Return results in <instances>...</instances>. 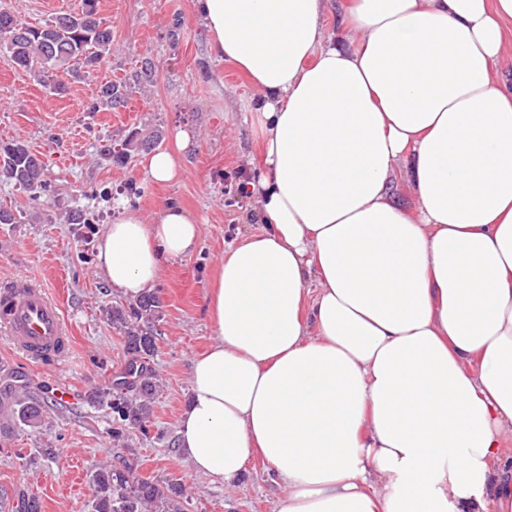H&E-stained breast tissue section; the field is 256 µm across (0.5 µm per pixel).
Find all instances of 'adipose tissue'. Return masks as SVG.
Listing matches in <instances>:
<instances>
[{"label": "adipose tissue", "instance_id": "ef3b65f1", "mask_svg": "<svg viewBox=\"0 0 512 512\" xmlns=\"http://www.w3.org/2000/svg\"><path fill=\"white\" fill-rule=\"evenodd\" d=\"M330 7L199 0L213 54L263 94L262 171L178 446L229 490L261 457L275 512H512V0H346L345 46ZM173 141L141 161L154 182L179 174ZM113 209L115 294L199 245L179 205Z\"/></svg>", "mask_w": 512, "mask_h": 512}]
</instances>
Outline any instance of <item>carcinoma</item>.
<instances>
[{
  "label": "carcinoma",
  "mask_w": 512,
  "mask_h": 512,
  "mask_svg": "<svg viewBox=\"0 0 512 512\" xmlns=\"http://www.w3.org/2000/svg\"><path fill=\"white\" fill-rule=\"evenodd\" d=\"M0 50L6 52L19 69L40 80L52 79V89L65 91L59 74L99 63L112 54V31L99 17L97 0H84L79 13L58 14L42 26H31L10 11H0ZM126 83L108 82L101 87L100 106L116 109L124 106ZM153 142L152 136L133 134L120 150L104 145L102 152L121 163L128 153ZM6 179L26 192L47 184L42 160L21 140L0 142V179ZM160 298L148 289L128 305H110L103 315L124 339L128 357L123 371L112 384L95 391L92 401L107 408L111 419V437L116 446L126 443L129 430L135 428L144 437L150 435V418L158 380L149 360L158 349L161 337ZM13 408L16 421L29 426L44 422L48 402L30 395L27 381L7 368H0V408ZM93 512H180L185 486L178 482H159L142 476L138 463L127 455L112 464L103 463L92 476Z\"/></svg>",
  "instance_id": "1"
}]
</instances>
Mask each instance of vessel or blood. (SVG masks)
<instances>
[{
	"label": "vessel or blood",
	"mask_w": 512,
	"mask_h": 512,
	"mask_svg": "<svg viewBox=\"0 0 512 512\" xmlns=\"http://www.w3.org/2000/svg\"><path fill=\"white\" fill-rule=\"evenodd\" d=\"M0 331L31 362L59 365L69 356L70 328L59 305L27 279L0 290Z\"/></svg>",
	"instance_id": "vessel-or-blood-1"
}]
</instances>
